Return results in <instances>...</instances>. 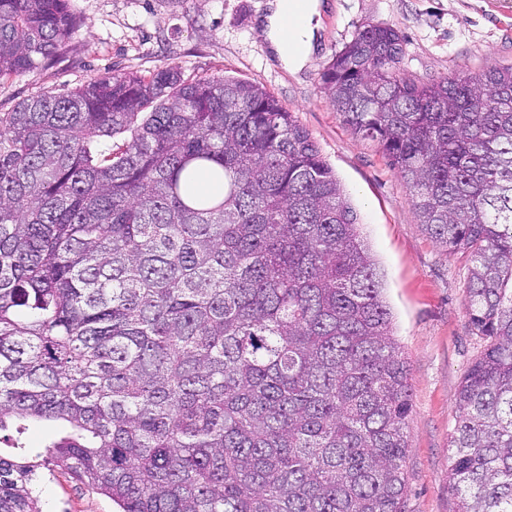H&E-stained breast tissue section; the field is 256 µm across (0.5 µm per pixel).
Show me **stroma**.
Returning <instances> with one entry per match:
<instances>
[{
  "label": "stroma",
  "mask_w": 512,
  "mask_h": 512,
  "mask_svg": "<svg viewBox=\"0 0 512 512\" xmlns=\"http://www.w3.org/2000/svg\"><path fill=\"white\" fill-rule=\"evenodd\" d=\"M305 67L289 72L259 37L267 0H70L77 31L36 72L0 80V112L30 96L66 92L108 73L230 75L262 85L292 112L333 168L385 273V298L408 361L406 512H455L449 440L457 391L486 342L466 312L468 269L421 224L407 185L378 147L352 133L320 89V76L367 25L404 37L400 69L429 81L453 70L512 65V0H319ZM40 512H113L109 498L69 475L38 482Z\"/></svg>",
  "instance_id": "35a3bbf8"
}]
</instances>
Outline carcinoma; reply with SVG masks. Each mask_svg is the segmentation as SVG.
<instances>
[{
	"instance_id": "1",
	"label": "carcinoma",
	"mask_w": 512,
	"mask_h": 512,
	"mask_svg": "<svg viewBox=\"0 0 512 512\" xmlns=\"http://www.w3.org/2000/svg\"><path fill=\"white\" fill-rule=\"evenodd\" d=\"M0 0V79L74 35ZM369 25L321 89L408 183L488 340L457 392V512H512V66L404 76ZM205 175L218 190L197 189ZM335 172L269 91L174 66L0 112V512L41 469L115 512H405L409 372ZM64 434L31 456L29 424Z\"/></svg>"
}]
</instances>
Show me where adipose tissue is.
<instances>
[{
    "mask_svg": "<svg viewBox=\"0 0 512 512\" xmlns=\"http://www.w3.org/2000/svg\"><path fill=\"white\" fill-rule=\"evenodd\" d=\"M319 15L318 0H270L260 34L288 71L305 66Z\"/></svg>",
    "mask_w": 512,
    "mask_h": 512,
    "instance_id": "adipose-tissue-1",
    "label": "adipose tissue"
}]
</instances>
